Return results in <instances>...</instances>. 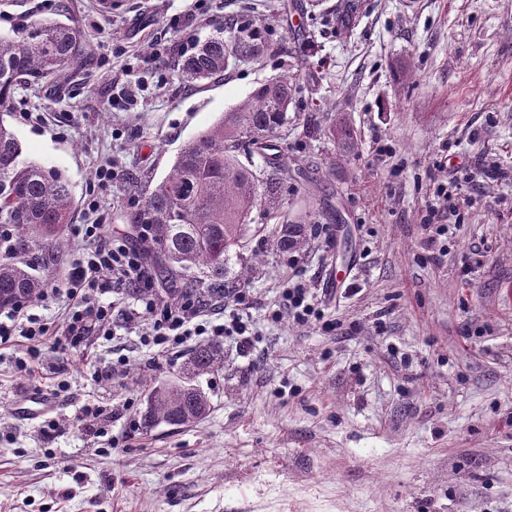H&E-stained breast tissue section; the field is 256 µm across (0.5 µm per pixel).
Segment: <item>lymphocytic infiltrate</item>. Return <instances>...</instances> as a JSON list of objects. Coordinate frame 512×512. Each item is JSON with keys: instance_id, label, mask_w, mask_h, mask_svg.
Here are the masks:
<instances>
[{"instance_id": "obj_1", "label": "lymphocytic infiltrate", "mask_w": 512, "mask_h": 512, "mask_svg": "<svg viewBox=\"0 0 512 512\" xmlns=\"http://www.w3.org/2000/svg\"><path fill=\"white\" fill-rule=\"evenodd\" d=\"M87 207L98 217L91 224L72 225L71 234L83 249L63 287L48 291L49 296H60L65 301V327L57 336V343L77 345L95 327L103 335H110V297L116 294L135 302L128 322L146 320L147 327L141 335L145 345L174 350L200 337L224 336L233 340L236 349L245 351L253 346L249 315L253 301L249 291L239 289L229 304L209 306L190 297L174 305L161 303L141 249L127 237L109 235L108 213L98 195L89 196ZM50 330L47 320L31 313L29 305L22 303L0 321V342L16 334L23 336L30 341L29 353L34 356L38 353L37 342Z\"/></svg>"}]
</instances>
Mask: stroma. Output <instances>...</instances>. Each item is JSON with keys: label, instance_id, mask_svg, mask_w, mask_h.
<instances>
[{"label": "stroma", "instance_id": "35a3bbf8", "mask_svg": "<svg viewBox=\"0 0 512 512\" xmlns=\"http://www.w3.org/2000/svg\"><path fill=\"white\" fill-rule=\"evenodd\" d=\"M64 11L92 39L86 63L63 86L18 90L9 122L27 159L69 179L75 223L94 221L88 191L112 161L99 196L112 232L133 235L127 197L260 83L292 74L286 143L304 175L281 216L315 232L298 254L273 251L265 226L246 242L254 344L221 341L195 426L140 420L185 351L94 330L75 347L45 341L27 376L21 347L0 348V512H512V0H117L108 13L22 0L0 5V34ZM240 14L265 25L268 52L186 86L174 59ZM129 89L128 110L113 108ZM338 110L363 147L333 168L335 143L304 128ZM477 162L497 172L484 199L431 238V180ZM295 274L323 301L304 326L272 317ZM34 384L54 407L25 421L15 401Z\"/></svg>", "mask_w": 512, "mask_h": 512}]
</instances>
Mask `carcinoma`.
Instances as JSON below:
<instances>
[{
  "instance_id": "cac0c4a2",
  "label": "carcinoma",
  "mask_w": 512,
  "mask_h": 512,
  "mask_svg": "<svg viewBox=\"0 0 512 512\" xmlns=\"http://www.w3.org/2000/svg\"><path fill=\"white\" fill-rule=\"evenodd\" d=\"M89 35L72 21H32L7 37L0 36V224L12 225L14 250L24 260L0 255V301L9 308L30 303L51 286L68 246L67 230L77 208L72 187L59 170L25 157L21 141L6 123L17 90L50 78L66 82L83 62ZM268 44L262 27L241 18L220 28L174 61L189 87L224 78L236 62L260 59ZM295 92L294 78L284 75L256 87L222 118L188 141L159 181H146L141 207L130 218L145 224L146 254L162 276L164 293L178 302L186 293L220 298L246 284L255 265L243 257L245 239L256 230L255 212L278 217L283 189L294 179L295 163L279 131L288 125ZM340 155L359 153L357 134L346 117L332 127ZM263 159L258 167L240 159ZM311 224H274L272 247L279 253L309 246ZM224 368L216 345L192 349L181 379L155 384L145 398L141 424L190 426L207 417L211 403L197 380Z\"/></svg>"
}]
</instances>
